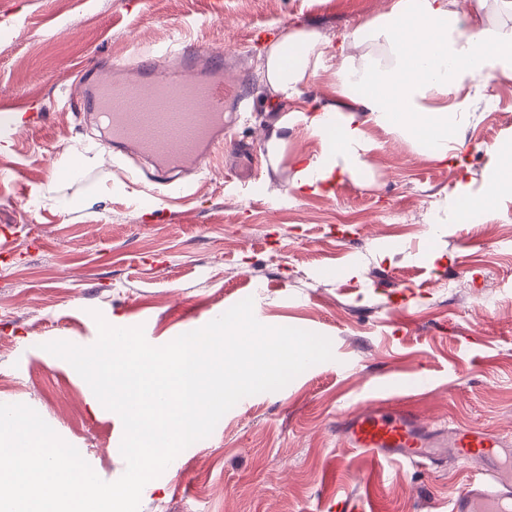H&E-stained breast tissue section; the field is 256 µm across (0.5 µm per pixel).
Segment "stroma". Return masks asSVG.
<instances>
[{"label":"stroma","mask_w":512,"mask_h":512,"mask_svg":"<svg viewBox=\"0 0 512 512\" xmlns=\"http://www.w3.org/2000/svg\"><path fill=\"white\" fill-rule=\"evenodd\" d=\"M390 0H0V97L32 102L38 118L0 151V403L36 410L104 481L119 479L120 417L98 402L53 341L89 346L94 313L143 326L165 345L244 299L267 326L332 342V360L284 388L240 400L211 435L184 449L141 493L139 512H328L348 492L337 466L336 422L385 392L408 391L427 423L485 428L512 438V201L450 221L432 234L438 201L477 193L490 147L512 140V69L490 63L467 82L468 114L455 164L373 128L368 167L331 193L293 189L294 160L319 151L304 114L335 100L338 59L299 99L270 102L260 82L266 38L317 30L332 44L385 12ZM184 40L224 52L246 101L223 154L187 173L186 200L163 203L140 157L108 156L80 108V65L107 67L133 49ZM287 117L278 167L265 134ZM159 202L140 219L142 197ZM398 245L381 256L383 242ZM356 274H349L350 266ZM454 458L427 467L382 461L378 512H449L472 476Z\"/></svg>","instance_id":"1"}]
</instances>
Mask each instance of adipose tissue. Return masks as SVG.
<instances>
[{
  "label": "adipose tissue",
  "mask_w": 512,
  "mask_h": 512,
  "mask_svg": "<svg viewBox=\"0 0 512 512\" xmlns=\"http://www.w3.org/2000/svg\"><path fill=\"white\" fill-rule=\"evenodd\" d=\"M456 0H392L390 8L332 46L314 30H300L268 42L260 78L269 96L299 98L328 55L340 59L338 103L321 105L307 119L322 149L297 161L294 189L321 194L341 176L357 178L372 144L369 127L422 144L430 159L443 161L460 139L465 102L449 103L466 81L488 79L493 61L512 63V27L496 29L474 22L456 27ZM371 42L379 55L353 57L350 51ZM494 169L477 194L456 198L452 213L490 212L512 200V143L493 148Z\"/></svg>",
  "instance_id": "adipose-tissue-1"
}]
</instances>
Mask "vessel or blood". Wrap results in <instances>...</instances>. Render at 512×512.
Segmentation results:
<instances>
[{
  "label": "vessel or blood",
  "mask_w": 512,
  "mask_h": 512,
  "mask_svg": "<svg viewBox=\"0 0 512 512\" xmlns=\"http://www.w3.org/2000/svg\"><path fill=\"white\" fill-rule=\"evenodd\" d=\"M83 103L113 147L148 159L158 177L200 170L224 147L225 110L234 94L224 80V55L206 46L165 47L136 53L115 71L94 70L81 84ZM17 104L0 101L5 122L0 141H13L22 126ZM336 433L366 462L358 492L337 500L336 512H376L367 492L384 460L422 464L444 456L480 464L451 512H512V440L486 429L455 425L436 431L423 422L410 398L392 395L340 421Z\"/></svg>",
  "instance_id": "b4317fda"
}]
</instances>
